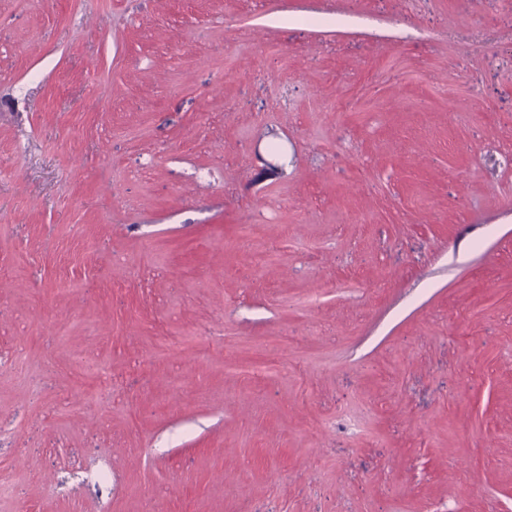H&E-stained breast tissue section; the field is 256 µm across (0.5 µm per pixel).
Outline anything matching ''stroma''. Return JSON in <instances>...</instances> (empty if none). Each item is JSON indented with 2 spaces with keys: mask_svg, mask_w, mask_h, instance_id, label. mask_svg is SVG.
<instances>
[{
  "mask_svg": "<svg viewBox=\"0 0 512 512\" xmlns=\"http://www.w3.org/2000/svg\"><path fill=\"white\" fill-rule=\"evenodd\" d=\"M98 472L512 512V0H0V512ZM225 368L240 375H244L252 378H262L267 376L273 371H277L278 368L261 360H236L227 359L225 361Z\"/></svg>",
  "mask_w": 512,
  "mask_h": 512,
  "instance_id": "stroma-1",
  "label": "stroma"
}]
</instances>
